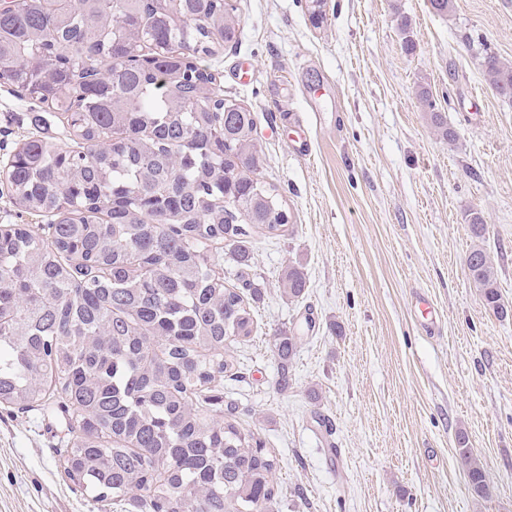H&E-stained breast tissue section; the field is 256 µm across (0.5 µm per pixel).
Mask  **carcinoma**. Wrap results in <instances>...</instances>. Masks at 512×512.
<instances>
[{
    "label": "carcinoma",
    "instance_id": "cac0c4a2",
    "mask_svg": "<svg viewBox=\"0 0 512 512\" xmlns=\"http://www.w3.org/2000/svg\"><path fill=\"white\" fill-rule=\"evenodd\" d=\"M231 0H15L0 12V83L64 116L70 143L39 132L6 169L18 208L42 234L0 224V406L59 417L69 478L101 508L277 512L276 458L224 420L226 341L255 332L251 283H224V248L251 264L250 230L276 235L290 216L255 176L254 113L218 96L206 59L235 45ZM499 94L512 66L484 58ZM441 137L456 132L426 90ZM465 266L485 305L509 309L480 241ZM304 294L300 267L284 272ZM298 337L273 336L288 388ZM473 494L489 482L465 442Z\"/></svg>",
    "mask_w": 512,
    "mask_h": 512
}]
</instances>
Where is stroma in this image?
Here are the masks:
<instances>
[{"label":"stroma","instance_id":"obj_1","mask_svg":"<svg viewBox=\"0 0 512 512\" xmlns=\"http://www.w3.org/2000/svg\"><path fill=\"white\" fill-rule=\"evenodd\" d=\"M234 3L240 40L208 64L254 112L257 176L291 219L278 236L253 231L249 268L224 260L228 284L261 292L252 340L226 347L241 375L225 378L224 403L274 452L279 512H512V315L485 308L464 265L475 210L512 305V100L484 72L488 52L512 63V0H453L445 17L429 0H324L318 27L309 0ZM422 88L456 142L432 126ZM39 127L65 137L0 83V168ZM293 263L299 300L282 286ZM284 330L300 338L285 390L272 352ZM61 429L0 407V512H100L64 472ZM462 437L486 498L470 489ZM463 440V439H462ZM459 455L461 462L467 468L468 480L473 494L478 498H484L489 492V482L486 472L480 461L474 456L471 448H465V440L459 441Z\"/></svg>","mask_w":512,"mask_h":512}]
</instances>
